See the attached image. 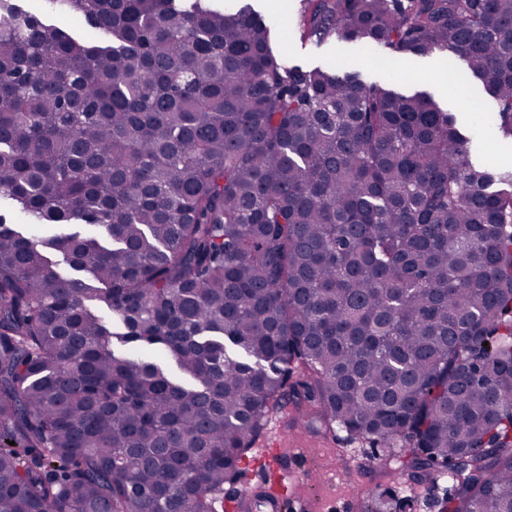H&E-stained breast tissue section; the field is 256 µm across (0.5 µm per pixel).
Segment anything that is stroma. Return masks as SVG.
Returning <instances> with one entry per match:
<instances>
[{
	"mask_svg": "<svg viewBox=\"0 0 512 512\" xmlns=\"http://www.w3.org/2000/svg\"><path fill=\"white\" fill-rule=\"evenodd\" d=\"M250 2L272 19L273 46L288 52L293 63L340 74L356 71L364 80L381 81L401 92L431 91L450 100L452 111L480 134L486 163L512 165V145L497 142L479 85L451 53L421 60L394 56L380 45L334 42L311 50L299 40L301 0ZM375 453L369 441L350 438L336 428L321 429L312 407L291 405L274 411L247 453L241 478L224 486V512H237L236 499L244 488L254 492L252 512H269L265 501L272 495L282 500V512H361L367 502L405 499L412 500L414 512H438L452 489L448 478L409 485L397 463L377 464Z\"/></svg>",
	"mask_w": 512,
	"mask_h": 512,
	"instance_id": "obj_1",
	"label": "stroma"
}]
</instances>
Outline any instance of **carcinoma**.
I'll use <instances>...</instances> for the list:
<instances>
[{"mask_svg": "<svg viewBox=\"0 0 512 512\" xmlns=\"http://www.w3.org/2000/svg\"><path fill=\"white\" fill-rule=\"evenodd\" d=\"M46 2L95 38L0 0V195L100 235L0 214V512H224L288 403L512 512V165L248 4ZM304 3V45L459 57L512 142V0Z\"/></svg>", "mask_w": 512, "mask_h": 512, "instance_id": "cac0c4a2", "label": "carcinoma"}]
</instances>
